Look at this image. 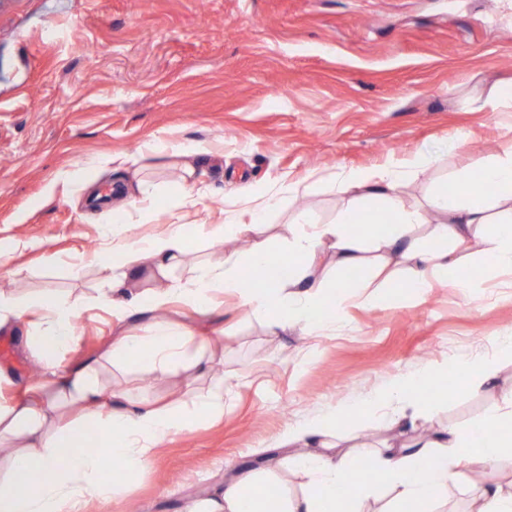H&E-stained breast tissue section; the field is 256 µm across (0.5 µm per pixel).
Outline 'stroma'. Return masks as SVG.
<instances>
[{
	"label": "stroma",
	"mask_w": 512,
	"mask_h": 512,
	"mask_svg": "<svg viewBox=\"0 0 512 512\" xmlns=\"http://www.w3.org/2000/svg\"><path fill=\"white\" fill-rule=\"evenodd\" d=\"M512 0H0V237L28 249L0 256V290L20 297L51 293L84 303L78 338L59 354L70 369L100 355L112 337L147 335L146 311L117 323L96 304L105 226L133 196L96 207L89 191L59 181L60 171L100 154L121 167L95 189L120 188L126 167L147 156L157 218L132 220L129 236L165 231L169 211L189 224L225 223L240 207L237 190L279 193L264 216L272 251L286 258L295 213L330 224L348 208L372 218L377 202L336 191V175L406 164L424 153L426 175L399 188L428 222L434 190L512 154ZM197 144L190 185L203 192L182 205L185 187L176 145ZM469 289L438 277L412 301L380 289L376 304L351 299L335 326L308 339L247 314L216 293L209 312L176 303L165 313L203 334L228 329L210 364L172 377L113 371L130 399L158 400L191 388L205 392L214 364L224 366V415L170 437L149 465L95 512H187L247 469L300 491L303 479L283 467L296 453L288 434L314 419L346 415L327 440L339 451L410 441L359 404L424 370L435 380L464 359L494 351L512 334V273L470 266ZM19 322L0 329L8 350L0 374L20 398L35 363ZM512 387V359L498 363L493 391L460 389L431 400V427L464 429L494 409Z\"/></svg>",
	"instance_id": "1"
}]
</instances>
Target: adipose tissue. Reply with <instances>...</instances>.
<instances>
[{
	"mask_svg": "<svg viewBox=\"0 0 512 512\" xmlns=\"http://www.w3.org/2000/svg\"><path fill=\"white\" fill-rule=\"evenodd\" d=\"M432 164L431 157L421 154L407 169L390 164L371 172L339 174V193L363 188L384 203L387 228L357 223V210L349 209L336 223L311 232L309 213L299 212L288 240L287 275L260 286L249 281L247 270L271 265L275 257L262 237V216L255 212L249 222L221 225L209 233L216 246L228 234L251 240L247 254L225 253L222 266L198 270L184 283L122 296L121 288L144 270L168 278L183 264L186 240L200 227L182 223L173 211L169 231L136 239L127 234V212L113 211L104 238L112 258L100 266L110 290L98 301L123 322L138 311H160L175 302L206 311L212 294L223 291L236 295L241 308L266 317L274 327L298 328L312 336L335 325L350 297L367 304L377 300L376 293L352 290L342 279H320L313 263L323 249L331 251L339 270L357 266L367 251L385 264L407 262L402 286L408 298L421 295L439 274L452 286L473 287L467 264L479 241L485 245L482 255L488 271L511 272L512 155L487 164L478 180L465 176L455 189L438 188L431 206L439 220L427 224L428 231L420 238L415 230L426 224L425 217L403 201L397 188L405 174L423 175ZM82 307L81 301L52 294L20 299L0 291V327L33 316L31 338L42 371L39 381L27 387L25 398L0 399V512H87L91 504L110 499L143 472L170 436L224 413L220 376L210 383L207 394L189 389L156 403L131 401L103 378L109 368L137 367L167 376L179 367L200 364L221 339L194 335L185 326L155 322L148 335L113 338L99 359L72 371L61 369L58 354L74 342ZM425 380L422 374L402 378L387 393L364 403L363 409L372 413L392 403L397 421L415 424L426 413L415 401ZM507 452H512V392L503 394L501 406L467 432L451 427L415 445L374 450L356 445L346 453L324 444L321 452L290 457L289 469L302 474L305 485L301 494L283 500L279 512H325L324 503L339 499L345 512H368V490L350 478L358 467L370 468L389 482L394 497L388 512H402L407 503L439 501L464 471L495 467ZM188 512H270V507L259 478L245 472L192 503Z\"/></svg>",
	"mask_w": 512,
	"mask_h": 512,
	"instance_id": "ef3b65f1",
	"label": "adipose tissue"
}]
</instances>
